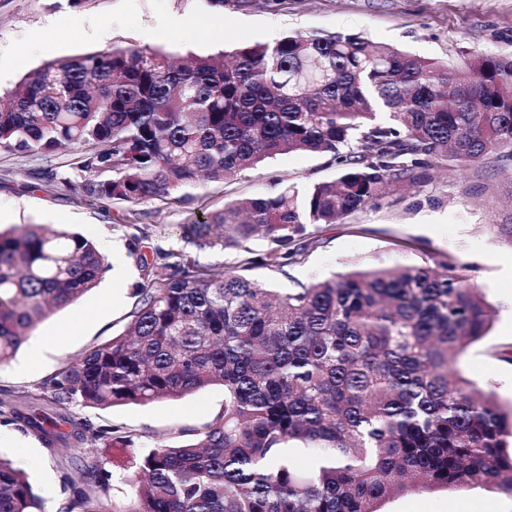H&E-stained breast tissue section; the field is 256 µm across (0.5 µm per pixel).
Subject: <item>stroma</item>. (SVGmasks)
<instances>
[{"mask_svg":"<svg viewBox=\"0 0 512 512\" xmlns=\"http://www.w3.org/2000/svg\"><path fill=\"white\" fill-rule=\"evenodd\" d=\"M179 27H170L172 18ZM293 33L358 34L419 56L458 61L481 54L512 56V0H0V97L43 62L105 51L112 46L159 50L172 57L213 55L243 45L271 44ZM66 155L42 159L0 151V230L16 225L65 226L92 240L105 256L120 253L127 267L113 304L112 279L54 311L34 330L46 341L38 361L22 344L0 366V395L16 396L52 376L67 361L123 331L138 298L141 263L166 274L169 253L182 250L213 271L245 269L249 278L277 288L309 285L352 269L424 265L446 254L466 264L491 308V327L463 357L460 369L478 386H491L500 402L512 401V364L495 352L512 344V242L495 227L512 224V168L494 155L461 170L433 167L424 181L391 188L377 203L336 224L311 226L308 247L296 263L277 270L243 268L248 251L215 245L197 250L186 237L190 217L222 210L225 202L336 179L327 155L291 153L229 183L203 181L186 200L167 206L88 201L65 187ZM224 406V391L208 387L182 400L107 409L74 407L75 419L136 434L141 450L154 436L188 439ZM0 456L25 471L45 512H67L70 495L61 475L80 476L89 466L123 473L121 448H70L56 454L33 435L0 419ZM384 512H512V497L492 487L404 492Z\"/></svg>","mask_w":512,"mask_h":512,"instance_id":"obj_1","label":"stroma"}]
</instances>
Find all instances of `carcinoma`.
<instances>
[{
	"mask_svg": "<svg viewBox=\"0 0 512 512\" xmlns=\"http://www.w3.org/2000/svg\"><path fill=\"white\" fill-rule=\"evenodd\" d=\"M389 114L386 122L377 114ZM71 154L95 201L165 203L200 180L230 182L292 152L329 154L336 180L284 185L191 221L194 244L224 245L283 269L307 229L367 207L384 189L494 153L512 165V57L457 63L353 34L287 36L178 60L114 46L44 62L0 106V151ZM144 276L127 329L66 363L0 416L54 450L121 447L133 492L89 468L63 475L70 512H382L405 490L494 486L512 497V405L457 366L489 313L465 266L355 269L288 291L236 271L215 275L170 253ZM246 260L245 266L258 262ZM109 265L78 233L27 224L0 231V364L51 308L98 286ZM208 386L224 408L186 443L74 422L71 407L180 400ZM69 425L65 432L58 425ZM310 456L301 467L295 453ZM0 512H43L28 477L0 457Z\"/></svg>",
	"mask_w": 512,
	"mask_h": 512,
	"instance_id": "obj_1",
	"label": "carcinoma"
}]
</instances>
